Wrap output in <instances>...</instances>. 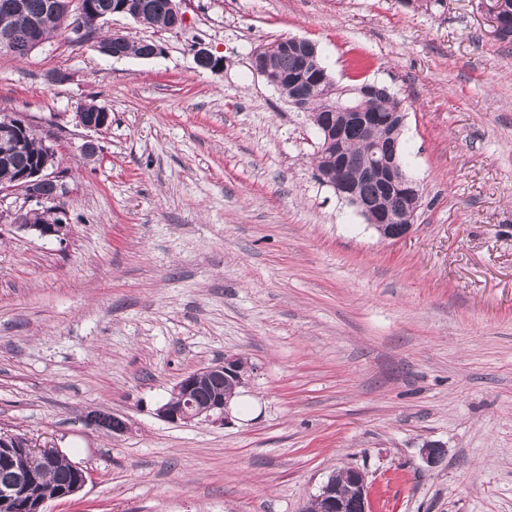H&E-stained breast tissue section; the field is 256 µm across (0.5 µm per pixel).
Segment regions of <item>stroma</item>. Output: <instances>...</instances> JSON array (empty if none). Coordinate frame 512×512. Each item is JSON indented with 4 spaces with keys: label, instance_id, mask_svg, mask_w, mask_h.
<instances>
[{
    "label": "stroma",
    "instance_id": "35a3bbf8",
    "mask_svg": "<svg viewBox=\"0 0 512 512\" xmlns=\"http://www.w3.org/2000/svg\"><path fill=\"white\" fill-rule=\"evenodd\" d=\"M181 7L177 32L101 22L161 44L154 59L64 31L0 53V112L68 171L67 236L17 229L23 199L0 197V432L88 473L46 512H302L348 467L373 512H512V44L484 0ZM285 36L316 42L338 84L402 99L423 187L408 236L380 238L319 180L315 129L251 67ZM199 44L221 70L197 68ZM91 102L107 128L77 124ZM227 355L251 366L231 425L158 417Z\"/></svg>",
    "mask_w": 512,
    "mask_h": 512
}]
</instances>
